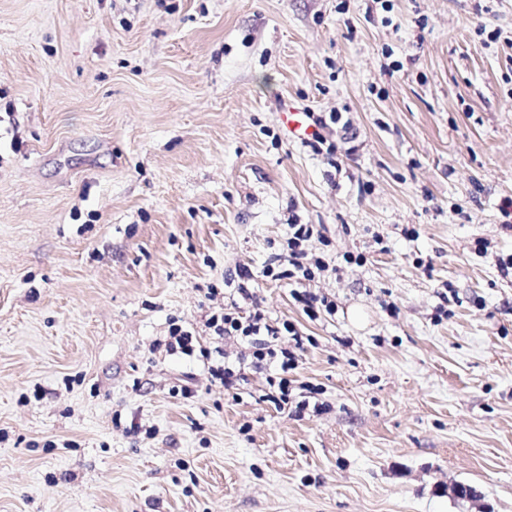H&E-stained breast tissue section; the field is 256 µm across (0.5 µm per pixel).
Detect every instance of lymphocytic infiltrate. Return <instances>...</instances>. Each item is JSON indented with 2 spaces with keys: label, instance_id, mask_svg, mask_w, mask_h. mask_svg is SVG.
Masks as SVG:
<instances>
[{
  "label": "lymphocytic infiltrate",
  "instance_id": "f902f5d3",
  "mask_svg": "<svg viewBox=\"0 0 512 512\" xmlns=\"http://www.w3.org/2000/svg\"><path fill=\"white\" fill-rule=\"evenodd\" d=\"M315 232L314 225L290 223L285 240L287 270L279 273L268 266L262 271L264 277L274 280L287 278L292 286V296L311 318L321 311L330 315L336 312L332 300L306 288L308 282L330 270L326 259L307 249ZM216 294L213 288L205 294L206 299L213 303L206 322L210 331L208 337L198 338L192 329L174 323L170 325L167 336L155 341L154 350L168 356L202 358L207 363L210 384L227 391L245 382L247 370L262 371L270 366L276 367V375L267 379L271 389L268 399L277 405L288 403L290 376L298 367L305 336L294 323L271 320L260 307L255 306L245 312L234 302L215 304Z\"/></svg>",
  "mask_w": 512,
  "mask_h": 512
}]
</instances>
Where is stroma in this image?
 I'll use <instances>...</instances> for the list:
<instances>
[{
	"instance_id": "obj_1",
	"label": "stroma",
	"mask_w": 512,
	"mask_h": 512,
	"mask_svg": "<svg viewBox=\"0 0 512 512\" xmlns=\"http://www.w3.org/2000/svg\"><path fill=\"white\" fill-rule=\"evenodd\" d=\"M510 200L512 0H0V512H512ZM244 267L321 412L152 352ZM288 232L285 240L286 255L288 261L287 270L275 272L273 266H267L262 271V276L273 280L287 278L289 285L293 286L291 294L294 299L303 305V312L309 318H316L318 312L325 311L329 315L336 312V304L326 295H318L306 289V282L314 281L318 275H325L330 268L329 262L321 256L308 252V242L316 233L322 237L319 229L314 224H299L297 220L287 224ZM291 267V268H290Z\"/></svg>"
}]
</instances>
